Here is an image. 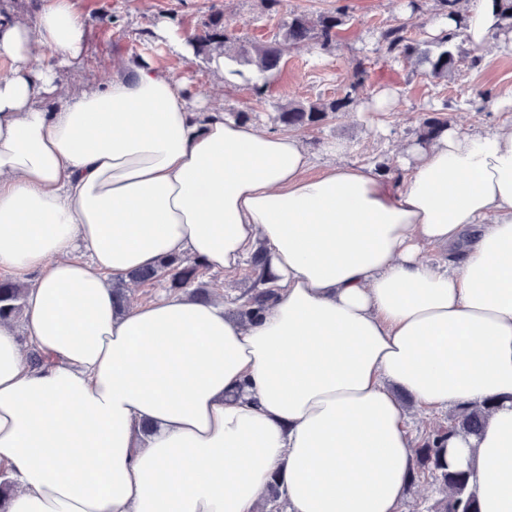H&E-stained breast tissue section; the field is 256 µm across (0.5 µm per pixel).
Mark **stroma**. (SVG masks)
Returning <instances> with one entry per match:
<instances>
[{"mask_svg": "<svg viewBox=\"0 0 512 512\" xmlns=\"http://www.w3.org/2000/svg\"><path fill=\"white\" fill-rule=\"evenodd\" d=\"M86 21L79 60L59 66L61 87L79 90L108 82L116 59L151 62L175 77L184 90L206 106L222 108L228 118L246 116L248 123L271 130L279 105L317 102L344 96L355 70L365 82L347 111L318 126L298 129L312 155L309 175L325 166L365 165L396 161L400 150L415 143L421 120L442 113L464 131L481 133L512 121V106L491 102L512 92V53L489 54L461 42V57L451 74L429 78L413 62L388 61L378 52L380 32L404 24L416 39L428 40L427 26L439 9L437 0H282L278 12L261 0H75ZM345 6L340 38L330 47L311 41L291 48L279 69L257 74L254 83H238L233 92L218 84L206 54L183 51L182 36L204 33L213 12H221L237 35L262 43L273 38L288 18L320 15ZM263 86L256 95L255 86ZM339 145V154L327 153Z\"/></svg>", "mask_w": 512, "mask_h": 512, "instance_id": "obj_1", "label": "stroma"}]
</instances>
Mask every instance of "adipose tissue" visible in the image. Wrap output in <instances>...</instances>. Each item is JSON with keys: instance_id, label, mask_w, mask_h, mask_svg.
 Masks as SVG:
<instances>
[{"instance_id": "ef3b65f1", "label": "adipose tissue", "mask_w": 512, "mask_h": 512, "mask_svg": "<svg viewBox=\"0 0 512 512\" xmlns=\"http://www.w3.org/2000/svg\"><path fill=\"white\" fill-rule=\"evenodd\" d=\"M495 0L438 15L486 49ZM74 0L0 15V273L36 274L31 365L0 323L9 512H397L427 410L492 402L443 459L481 512H512V125L443 128L399 157L311 177L304 142L201 106L144 61L47 110L79 59ZM276 292L253 322L182 296L118 308L110 279L191 256L231 272L256 242ZM429 245L446 261L423 260Z\"/></svg>"}]
</instances>
